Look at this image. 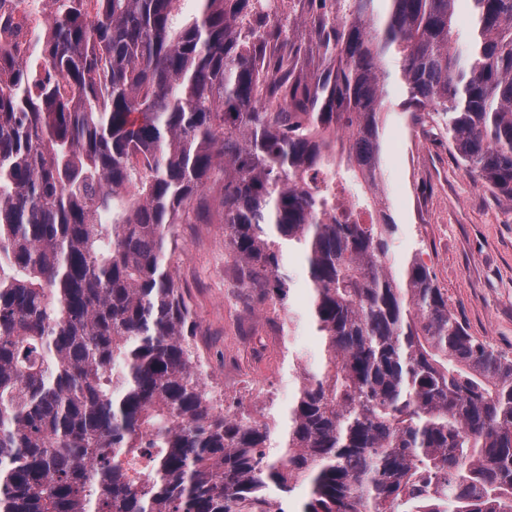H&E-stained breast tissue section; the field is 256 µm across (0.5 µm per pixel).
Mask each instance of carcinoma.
Instances as JSON below:
<instances>
[{
	"mask_svg": "<svg viewBox=\"0 0 512 512\" xmlns=\"http://www.w3.org/2000/svg\"><path fill=\"white\" fill-rule=\"evenodd\" d=\"M178 2L48 0L24 45L0 8V512H291L301 477L302 512H512V360L388 267L378 178L392 56L402 110L512 204V0H307L286 47L263 0L180 30ZM216 186L246 284L285 299L306 258L321 366L284 425L197 371L171 261Z\"/></svg>",
	"mask_w": 512,
	"mask_h": 512,
	"instance_id": "1",
	"label": "carcinoma"
}]
</instances>
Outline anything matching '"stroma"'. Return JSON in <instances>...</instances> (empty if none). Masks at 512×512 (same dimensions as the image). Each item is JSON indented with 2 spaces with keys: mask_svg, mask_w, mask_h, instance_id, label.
I'll return each mask as SVG.
<instances>
[{
  "mask_svg": "<svg viewBox=\"0 0 512 512\" xmlns=\"http://www.w3.org/2000/svg\"><path fill=\"white\" fill-rule=\"evenodd\" d=\"M399 102L397 90H390L379 180L398 226L388 262L398 273L419 259L468 333L512 358V206L457 160L440 118L414 122ZM177 243L173 271L204 338L203 369L215 394L224 392L219 373L236 361L245 370L234 393L236 411L258 418L272 404L287 412L300 370L320 366L303 256H286L294 286L279 311L291 331L289 352L250 354L237 347L238 322L253 300L235 296L232 284L240 271L229 255L223 225H178Z\"/></svg>",
  "mask_w": 512,
  "mask_h": 512,
  "instance_id": "35a3bbf8",
  "label": "stroma"
}]
</instances>
